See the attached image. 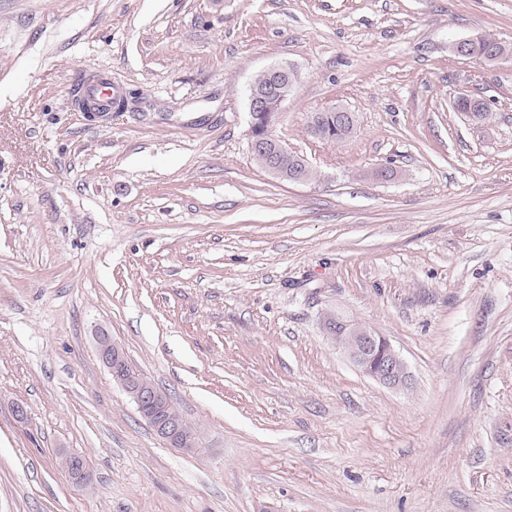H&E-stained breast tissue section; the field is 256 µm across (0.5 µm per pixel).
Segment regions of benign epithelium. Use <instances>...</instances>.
Returning a JSON list of instances; mask_svg holds the SVG:
<instances>
[{
	"label": "benign epithelium",
	"instance_id": "1",
	"mask_svg": "<svg viewBox=\"0 0 512 512\" xmlns=\"http://www.w3.org/2000/svg\"><path fill=\"white\" fill-rule=\"evenodd\" d=\"M477 59L488 67L505 61L512 62V46L495 39L486 45ZM263 73L268 82L267 89L259 91L252 84L248 89L250 149L264 162L272 176L280 177L283 175L284 160L293 155V152L274 136L272 126H266L265 133L261 135L256 133V129L261 124L263 113L281 110L299 75L294 68L287 65L269 66L263 69ZM78 107L89 119L94 120L100 114L112 111V101L82 99ZM95 340L98 353L113 380L136 405L138 412L148 421L155 434L173 448L185 452L194 451L192 436L188 434L169 395L146 377L126 369L125 350L107 331H99ZM332 340L363 374L390 387L407 385L409 374L405 362L386 338L371 328L338 315L336 336ZM64 466L75 485L88 484L90 473L85 457L68 454L65 456Z\"/></svg>",
	"mask_w": 512,
	"mask_h": 512
}]
</instances>
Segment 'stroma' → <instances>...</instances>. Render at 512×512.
Returning a JSON list of instances; mask_svg holds the SVG:
<instances>
[{"label": "stroma", "mask_w": 512, "mask_h": 512, "mask_svg": "<svg viewBox=\"0 0 512 512\" xmlns=\"http://www.w3.org/2000/svg\"><path fill=\"white\" fill-rule=\"evenodd\" d=\"M474 35L512 44V0H0V512H512V64L452 55ZM280 63L307 184L249 149L246 90ZM94 74L126 107L90 121ZM331 105L340 143L306 128ZM327 311L409 386L361 374ZM331 112H335L336 116ZM336 117L339 121L346 123L347 117L351 118V115L346 109L336 106L310 112L307 119V132L314 139L325 142H341L347 139L355 129H352V126H343ZM325 315L329 337L363 374L390 387L407 385V366L385 337L358 321L336 315L335 322L334 313ZM98 353L109 369L113 380L125 391L136 405L140 415L145 418L155 434L169 446L185 452L196 448L190 434L195 435L199 444L197 431L185 423L169 395L152 381L126 369V353L121 344L112 339L106 330H100L95 336ZM64 466L75 485L86 486L88 484L90 473L87 459L84 456L67 454L65 456Z\"/></svg>", "instance_id": "obj_1"}]
</instances>
